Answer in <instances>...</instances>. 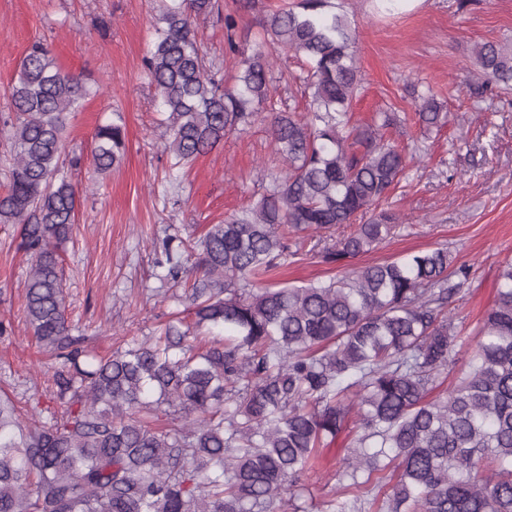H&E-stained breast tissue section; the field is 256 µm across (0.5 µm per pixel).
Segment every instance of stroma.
<instances>
[{
	"label": "stroma",
	"instance_id": "1",
	"mask_svg": "<svg viewBox=\"0 0 512 512\" xmlns=\"http://www.w3.org/2000/svg\"><path fill=\"white\" fill-rule=\"evenodd\" d=\"M282 0H220L238 21L235 39L251 46L264 16ZM355 31L362 90L353 104L356 123H370L392 107L407 124L384 138L414 161L388 206L402 221L370 253L342 264L321 261L310 243L270 275V283L301 286L418 251L446 247L468 265L470 278L450 307L454 321L473 330L495 299L500 266L512 261V94L476 103L477 43L512 38V0H423L413 10L389 0H335ZM159 0H0V112L29 45L52 43L58 64L98 83L100 92L70 115L66 151L83 158L72 169L80 201L72 237L61 252L71 336L108 355L126 336H148L175 305L156 289L163 242L173 233L199 237L257 196L256 172L282 167L256 118L223 144L199 156L177 181L168 178L165 128L143 68L154 37ZM222 15V17H223ZM222 17L196 23L197 41L220 78L232 73ZM432 86L449 114L441 129L422 132L412 122L411 81ZM125 118L121 164L97 173L91 158L98 126L113 110ZM20 227L0 224V393L26 410L55 408L47 374L55 361L39 352L25 321L29 263L18 251ZM346 436L325 448L316 473L300 481L304 497L319 501L336 485Z\"/></svg>",
	"mask_w": 512,
	"mask_h": 512
}]
</instances>
